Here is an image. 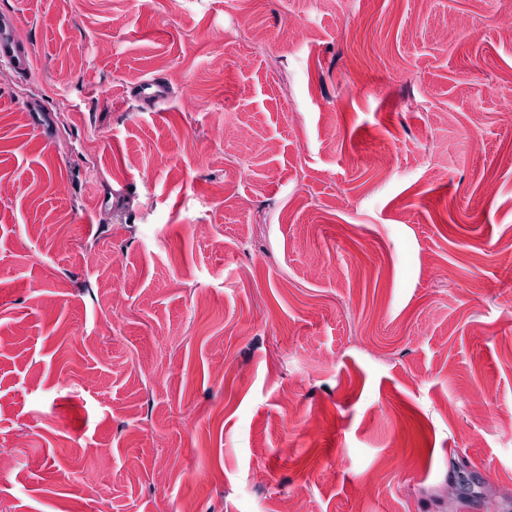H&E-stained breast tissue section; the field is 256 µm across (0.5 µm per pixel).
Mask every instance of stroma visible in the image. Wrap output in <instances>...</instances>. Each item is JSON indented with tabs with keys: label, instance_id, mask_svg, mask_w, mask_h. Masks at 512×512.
I'll return each mask as SVG.
<instances>
[{
	"label": "stroma",
	"instance_id": "1",
	"mask_svg": "<svg viewBox=\"0 0 512 512\" xmlns=\"http://www.w3.org/2000/svg\"><path fill=\"white\" fill-rule=\"evenodd\" d=\"M0 11V512H512V0ZM0 64L22 78L30 77L35 69L30 43L20 34L17 16L9 12L0 13ZM136 97L148 106H156L164 101L168 96L166 84L157 77L143 80L136 87Z\"/></svg>",
	"mask_w": 512,
	"mask_h": 512
}]
</instances>
